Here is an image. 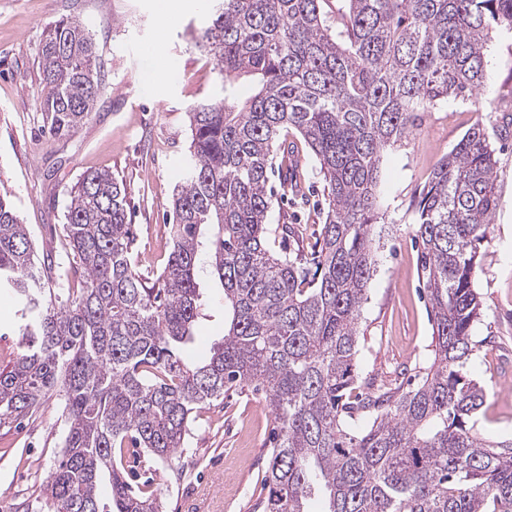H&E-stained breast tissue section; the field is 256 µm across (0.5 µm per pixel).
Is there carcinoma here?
Here are the masks:
<instances>
[{
    "label": "carcinoma",
    "instance_id": "1",
    "mask_svg": "<svg viewBox=\"0 0 512 512\" xmlns=\"http://www.w3.org/2000/svg\"><path fill=\"white\" fill-rule=\"evenodd\" d=\"M195 46L222 94L189 112L187 173L174 191L172 251L159 275L132 261L126 189L106 170L71 188L61 233L71 259L33 250L0 197V288L21 305L24 349L0 370V428L63 394L64 440L36 501L15 512H161V488L134 487L128 463L172 468L195 413L242 382L278 420L265 512H512V440L477 429L484 388L470 377L475 243L498 207L495 149L483 119L433 167L414 237L434 320V360L408 390L356 370L358 319L373 272L381 158L439 101L476 98L512 0H212ZM252 76L244 101L227 84ZM40 106L69 136L108 91L99 47L60 19L39 50ZM297 130L319 164L327 211L307 261L269 246L298 224H268L270 153ZM224 289L229 326L210 357L179 349L202 315L201 274ZM372 424L353 429L359 413Z\"/></svg>",
    "mask_w": 512,
    "mask_h": 512
}]
</instances>
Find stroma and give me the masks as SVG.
Instances as JSON below:
<instances>
[{
    "label": "stroma",
    "mask_w": 512,
    "mask_h": 512,
    "mask_svg": "<svg viewBox=\"0 0 512 512\" xmlns=\"http://www.w3.org/2000/svg\"><path fill=\"white\" fill-rule=\"evenodd\" d=\"M161 0H0V196L7 197L34 235L39 251L64 256L59 231L68 192L79 176L105 169L121 180L133 224V256L145 275L158 274L171 251L168 222L175 186L185 177L190 137L188 114L221 84L212 61L191 41L202 27L209 0H181L165 37H158ZM71 18L92 31L109 71L110 90L91 119L64 138L43 130L36 99L38 51L45 30ZM169 77L147 85L156 59ZM489 74L481 100L492 112L485 127L495 149L499 206L488 236L477 245L473 284L482 303L472 328L475 348L468 365L485 388L478 427L488 438L512 439V134L498 119L512 112V31L498 29L489 45ZM469 104L448 100L423 113L422 124L403 146L383 156L378 187L382 239L374 274L360 308L357 365L377 382L413 387L434 360L433 313L419 268L410 204L436 162L475 121ZM294 171L300 194L277 197L270 224H299V241H272L309 257L323 222L325 182L296 131ZM208 316L200 320L183 353L197 361L224 334V292L203 277ZM277 420L262 392L237 385L223 402L200 410L180 458L181 475L147 457L136 463L142 478L165 494L166 512H198L205 486L215 488L210 512H262L269 443ZM60 407L50 402L13 430L0 429V512H12L21 495L34 494L61 447Z\"/></svg>",
    "instance_id": "1"
}]
</instances>
